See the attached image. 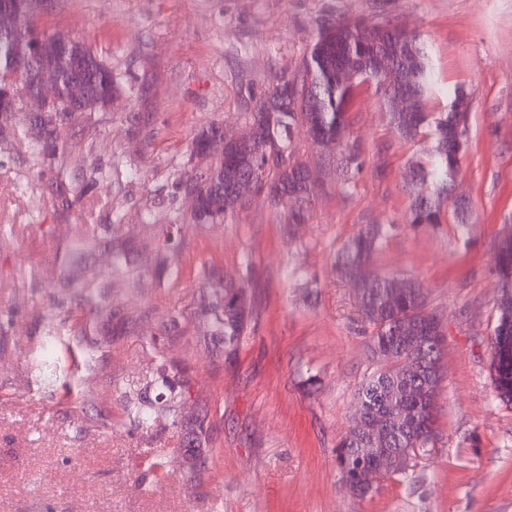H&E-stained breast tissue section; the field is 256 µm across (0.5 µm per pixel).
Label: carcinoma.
I'll return each instance as SVG.
<instances>
[{
    "instance_id": "carcinoma-1",
    "label": "carcinoma",
    "mask_w": 512,
    "mask_h": 512,
    "mask_svg": "<svg viewBox=\"0 0 512 512\" xmlns=\"http://www.w3.org/2000/svg\"><path fill=\"white\" fill-rule=\"evenodd\" d=\"M31 0H0V118L8 120L22 110L21 102L7 99L8 90L17 83L24 89H36V78L42 72H52L61 78L62 86L77 82L84 96V110L93 111L112 104L117 97L112 68L90 53L80 42L66 48L46 37L39 42L30 38L34 10L27 9ZM380 54L392 56L389 73L365 79L379 85L383 104L393 108L392 99L407 96L412 100L410 112L390 113L391 124L398 136L406 141L418 139L429 130L430 166L419 163L414 177L429 186V191L413 200L408 222L415 226L441 224L453 215L459 227L467 226L470 208L448 211V192L452 187L466 148V140L458 136L457 127L465 125L467 113L458 111L468 94L454 92L446 112L424 111L430 86V72L424 45L419 36L387 24L373 31L353 23L334 22L320 29L317 38L303 57L301 72L310 76V85L302 100L285 102L278 89H273L256 102L249 113L245 130L224 162H208L214 170L211 183L204 184L203 170L198 169L185 180V190H201L202 207L220 202L215 220L222 221L236 211V199L230 188L239 179L254 178L256 188L280 195L298 194L308 197L313 189L308 185L303 166L268 165L271 153L292 157V133L301 124L316 136L336 139L345 146V166L358 164L359 148L348 143L351 127L350 103L355 87L339 83L336 71L342 62L361 64ZM37 134L29 135V127H20V134L30 137L32 154L43 158L55 155L59 131L57 122L48 114L35 120ZM222 131L218 124L201 128L191 142V155L206 157V138ZM386 237L379 224H366L342 247L337 257L338 275L349 281L359 280L357 303L362 318L371 328V349L377 369L361 384L356 401L365 416L381 422L386 428L385 441L373 440L352 430L336 446V462L342 475H350L363 463V448H393L406 452L418 446L425 448L436 437L437 397L441 378L434 373L442 362L444 339L431 338L425 351L428 373L421 383L407 376L405 362L411 350L396 340L398 336L425 335L426 321L432 316L426 307L422 283L412 277L381 276L374 272L375 257ZM128 242L117 244L112 252V274L127 276L134 269L127 264ZM493 271L497 279V316L491 336L492 360L490 372L495 397L512 405V236L501 239L494 253ZM246 282L213 287L205 314L209 317L212 335L224 339V355L235 356L240 340L251 318ZM91 294H86L70 308L75 318L68 327L69 336L81 348L84 361L96 345L88 336L87 322L91 311ZM58 327L48 322L42 346H61V352L75 357L67 342H60ZM158 393L150 397L148 388ZM128 421L137 428L150 429L176 417L183 398L182 389L167 379H146V389L115 385ZM171 449L156 448L152 452L151 472L166 470Z\"/></svg>"
}]
</instances>
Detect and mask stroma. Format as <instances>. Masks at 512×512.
<instances>
[{"instance_id":"35a3bbf8","label":"stroma","mask_w":512,"mask_h":512,"mask_svg":"<svg viewBox=\"0 0 512 512\" xmlns=\"http://www.w3.org/2000/svg\"><path fill=\"white\" fill-rule=\"evenodd\" d=\"M357 19L421 36L429 111H443L455 87L472 90L459 177L468 225L408 224L425 190L410 177L422 145L398 138L372 81L351 110L359 168L295 131L297 160L320 172L305 223L289 225L264 195L225 222L195 223L180 185L203 164L190 155L194 133L244 129L324 22ZM35 20L111 66L120 96L64 113L46 160L18 135L28 112L0 121V224L15 227L0 244V512H512V405L494 399L490 378L493 256L512 232V0H41ZM54 167L68 174L65 195ZM112 222L133 243L136 275L111 273ZM92 224L94 246L67 263L66 247ZM164 224L177 225L179 252L163 248ZM367 224L395 225L375 268L424 283L445 343L432 447L360 498L342 487L336 446L377 363L335 266ZM208 268L249 280L252 318L230 364L202 315ZM87 286L99 293L98 364L77 370L52 351L46 395L45 320H63ZM150 369L184 397L178 424L146 431L129 425L112 385H143ZM160 446L173 451L167 474L142 479Z\"/></svg>"}]
</instances>
